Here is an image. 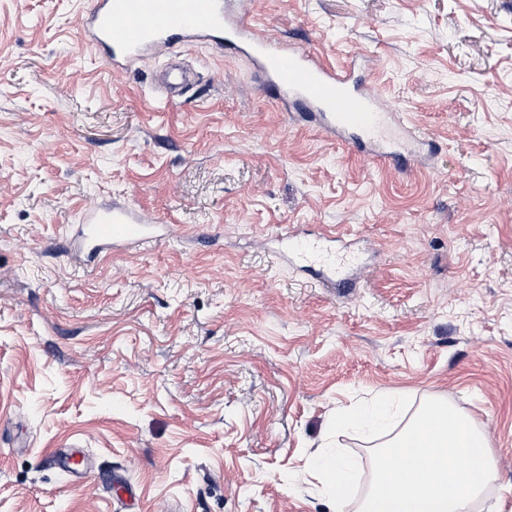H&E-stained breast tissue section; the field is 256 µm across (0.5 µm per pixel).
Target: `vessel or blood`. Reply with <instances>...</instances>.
Listing matches in <instances>:
<instances>
[{
  "label": "vessel or blood",
  "mask_w": 512,
  "mask_h": 512,
  "mask_svg": "<svg viewBox=\"0 0 512 512\" xmlns=\"http://www.w3.org/2000/svg\"><path fill=\"white\" fill-rule=\"evenodd\" d=\"M250 12V0H93L78 30L89 44L106 48L116 68L163 54L183 38L223 45L253 59L267 89L297 122L397 169L425 165L435 153L432 138L358 91L351 69L331 67L299 44L274 42L250 23ZM159 236L155 218L126 203L85 207L81 223L65 233L71 253L92 258Z\"/></svg>",
  "instance_id": "b4317fda"
}]
</instances>
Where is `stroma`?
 <instances>
[{
	"mask_svg": "<svg viewBox=\"0 0 512 512\" xmlns=\"http://www.w3.org/2000/svg\"><path fill=\"white\" fill-rule=\"evenodd\" d=\"M92 2L0 0V512H332L307 464L391 390L485 426L482 512H512V0H255L437 141L410 172L211 42L113 70L75 28ZM169 57L195 74L174 99ZM92 201L165 234L69 258ZM290 224L355 234L358 287L280 264Z\"/></svg>",
	"mask_w": 512,
	"mask_h": 512,
	"instance_id": "35a3bbf8",
	"label": "stroma"
}]
</instances>
